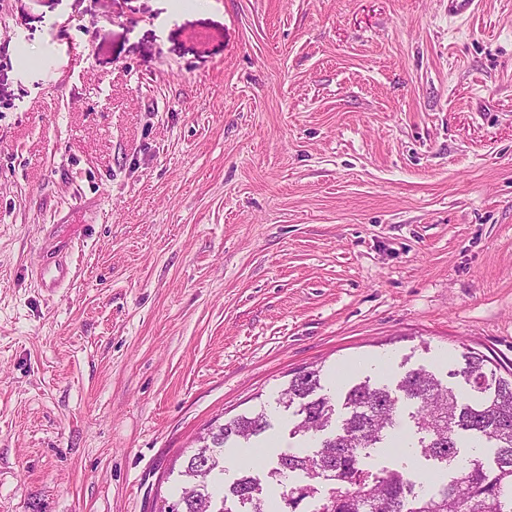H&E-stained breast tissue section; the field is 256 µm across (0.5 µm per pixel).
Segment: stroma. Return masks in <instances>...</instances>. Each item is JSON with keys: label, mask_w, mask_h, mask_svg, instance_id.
Returning a JSON list of instances; mask_svg holds the SVG:
<instances>
[{"label": "stroma", "mask_w": 512, "mask_h": 512, "mask_svg": "<svg viewBox=\"0 0 512 512\" xmlns=\"http://www.w3.org/2000/svg\"><path fill=\"white\" fill-rule=\"evenodd\" d=\"M467 348L512 368V0H0V512H164L214 423L299 446L295 373ZM70 268L66 263L57 260L43 261L37 272L40 288H58L69 278Z\"/></svg>", "instance_id": "stroma-1"}]
</instances>
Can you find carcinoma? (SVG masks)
<instances>
[{
    "label": "carcinoma",
    "instance_id": "1",
    "mask_svg": "<svg viewBox=\"0 0 512 512\" xmlns=\"http://www.w3.org/2000/svg\"><path fill=\"white\" fill-rule=\"evenodd\" d=\"M457 371L470 394H461L432 372H406L395 387L365 380L340 394L343 412L318 394L320 371L293 377L279 403L295 408L290 436L315 442V449L280 452L265 480L245 464L229 486L214 482L230 439L255 447L270 426L265 410L224 422L181 470L178 499L165 512H267L264 485L282 488L280 512H386L402 498L400 512H512V371L508 377L488 367L487 357L468 349ZM417 405L410 415L417 428V453L437 462L445 480L429 494L415 492L404 468H369L368 459L402 417L403 403ZM464 438L494 449L493 464L472 456L458 464Z\"/></svg>",
    "mask_w": 512,
    "mask_h": 512
}]
</instances>
